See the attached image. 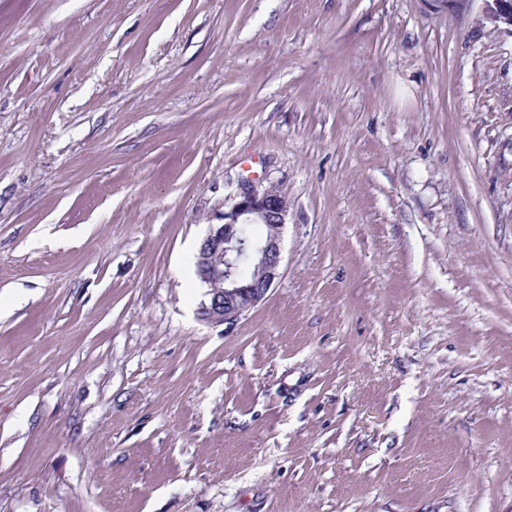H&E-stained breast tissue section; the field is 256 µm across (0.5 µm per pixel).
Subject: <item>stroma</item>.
Here are the masks:
<instances>
[{"label":"stroma","instance_id":"1","mask_svg":"<svg viewBox=\"0 0 512 512\" xmlns=\"http://www.w3.org/2000/svg\"><path fill=\"white\" fill-rule=\"evenodd\" d=\"M482 0H0V512H512V27ZM282 277L202 321L241 180Z\"/></svg>","mask_w":512,"mask_h":512}]
</instances>
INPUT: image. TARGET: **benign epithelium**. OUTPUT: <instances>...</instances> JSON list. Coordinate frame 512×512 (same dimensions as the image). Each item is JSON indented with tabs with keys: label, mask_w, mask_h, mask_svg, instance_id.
<instances>
[{
	"label": "benign epithelium",
	"mask_w": 512,
	"mask_h": 512,
	"mask_svg": "<svg viewBox=\"0 0 512 512\" xmlns=\"http://www.w3.org/2000/svg\"><path fill=\"white\" fill-rule=\"evenodd\" d=\"M483 18L512 27V0H483ZM288 199L275 186L258 188L241 183L231 210L209 224L196 255V272L207 288L199 315L211 324H232L263 300L281 277V234L287 223ZM259 224L262 233L250 237L245 225ZM249 267L242 277L239 268Z\"/></svg>",
	"instance_id": "7a95c632"
}]
</instances>
